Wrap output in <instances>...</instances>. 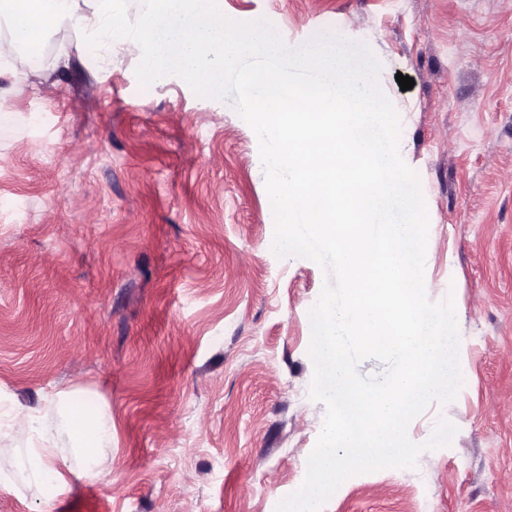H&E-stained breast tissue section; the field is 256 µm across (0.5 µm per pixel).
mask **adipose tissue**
Instances as JSON below:
<instances>
[{
  "mask_svg": "<svg viewBox=\"0 0 512 512\" xmlns=\"http://www.w3.org/2000/svg\"><path fill=\"white\" fill-rule=\"evenodd\" d=\"M8 428L13 432L34 434L35 443L29 455V468L37 480L60 481L63 478L58 468L55 448L57 430H65L84 459L82 477L94 478L100 473L102 452L112 442V423L106 416L90 418L84 414L65 413L60 426L40 421L35 411L26 405L13 404L9 411Z\"/></svg>",
  "mask_w": 512,
  "mask_h": 512,
  "instance_id": "ef3b65f1",
  "label": "adipose tissue"
}]
</instances>
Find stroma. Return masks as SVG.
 Returning <instances> with one entry per match:
<instances>
[{"mask_svg": "<svg viewBox=\"0 0 512 512\" xmlns=\"http://www.w3.org/2000/svg\"><path fill=\"white\" fill-rule=\"evenodd\" d=\"M290 48L368 46L419 176L430 301L453 297L463 383L408 427L457 432L415 467L346 479L321 512H512V0H221ZM61 27L0 53V424L13 402L112 419L104 474L32 480L0 434V512H275L326 409L309 312L325 275L277 258L258 140L231 98L138 56L96 67ZM414 79L401 90L397 75ZM67 391L63 409L47 393Z\"/></svg>", "mask_w": 512, "mask_h": 512, "instance_id": "1", "label": "stroma"}]
</instances>
